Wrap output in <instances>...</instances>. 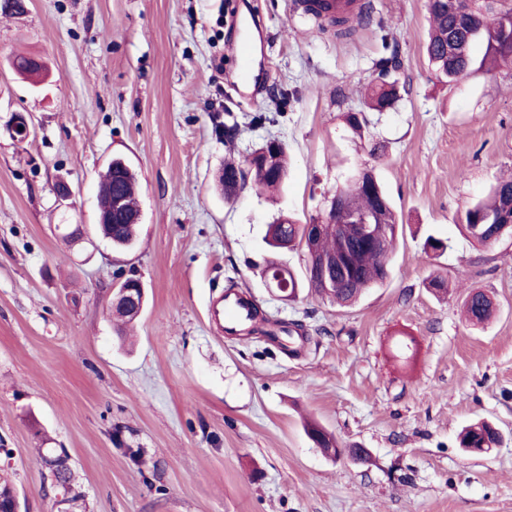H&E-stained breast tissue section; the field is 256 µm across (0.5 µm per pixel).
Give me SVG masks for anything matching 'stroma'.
I'll use <instances>...</instances> for the list:
<instances>
[{
	"mask_svg": "<svg viewBox=\"0 0 512 512\" xmlns=\"http://www.w3.org/2000/svg\"><path fill=\"white\" fill-rule=\"evenodd\" d=\"M0 13V482L21 512H56L38 455L61 448L76 512H512V239L480 245L461 218L512 173V69L481 64L449 83L430 65L427 0H374L371 25L316 32L291 0H25ZM253 31L254 82L241 97L237 43ZM41 58V83L16 74ZM396 57L400 98L368 110L375 63ZM364 112L353 131L345 117ZM33 135L11 137L13 113ZM233 138H225V127ZM281 141L288 179L274 195L225 199L216 177ZM135 171L142 222L127 251L98 229V178ZM373 169L403 226L387 280L341 307L300 288L288 301L261 271L303 274V248L270 251L279 216L320 222L331 193ZM71 189L54 193L57 180ZM80 224L72 246L56 227ZM448 248H424L427 234ZM460 287L446 297L431 276ZM140 279L131 323L112 294ZM246 291L267 318L305 327L289 352L225 335L209 306ZM495 314L461 315L470 290ZM503 435L487 454L458 443L471 421ZM313 421L367 463L334 460Z\"/></svg>",
	"mask_w": 512,
	"mask_h": 512,
	"instance_id": "35a3bbf8",
	"label": "stroma"
}]
</instances>
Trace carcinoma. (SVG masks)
Listing matches in <instances>:
<instances>
[{"mask_svg":"<svg viewBox=\"0 0 512 512\" xmlns=\"http://www.w3.org/2000/svg\"><path fill=\"white\" fill-rule=\"evenodd\" d=\"M463 8L469 11L470 25L448 11L447 4L442 0L428 8L431 28L426 43V54L438 76L448 82L456 81L468 75L473 66L471 56L472 44L480 39L486 43L484 61L492 66H512V0H502L497 10L488 8L480 0H463ZM387 63L380 64L379 73L371 86V108L381 111L392 107L399 99V91L395 83L386 79ZM265 146L254 150L259 158L245 166L229 161L224 164V178L219 180L224 197L232 196L243 189L246 181L259 190H271L281 187L288 176V154L282 147L271 156V162L261 155ZM120 189L125 200V207L132 212L139 211L137 202V179L132 170L120 168L117 162L107 168L100 185V205L107 206L115 189ZM383 202L365 192H353L349 195L346 206L336 211V223L343 224L353 211L377 210L376 222L384 225L389 243L381 248H359L357 267L361 269L364 281L379 285L388 276V263L394 249L401 224L392 207L384 188H379ZM512 202V176L498 180L492 187L489 196L474 202L465 212L462 228L474 242L484 244L494 234L498 218ZM104 237L112 238V248L125 250L131 248L136 241V225L114 224L100 225ZM307 225L298 224L283 218L269 225L267 244L274 250H293L304 244ZM318 250L323 253L336 251V235L330 226L322 227L317 235ZM266 274L272 279L280 274L288 280L291 288L290 297H295L299 281L291 270H287L275 262L267 266ZM336 299L339 304H352L361 289L352 284V280L340 278L336 286L322 289ZM467 320L473 325L487 322L493 315L492 302L481 292L470 291L463 302ZM306 434L318 437L315 444L326 450L337 445L334 438L322 427L311 424ZM460 446L463 448H495L502 443L497 428L485 420H477L465 426L460 435Z\"/></svg>","mask_w":512,"mask_h":512,"instance_id":"obj_1","label":"carcinoma"}]
</instances>
